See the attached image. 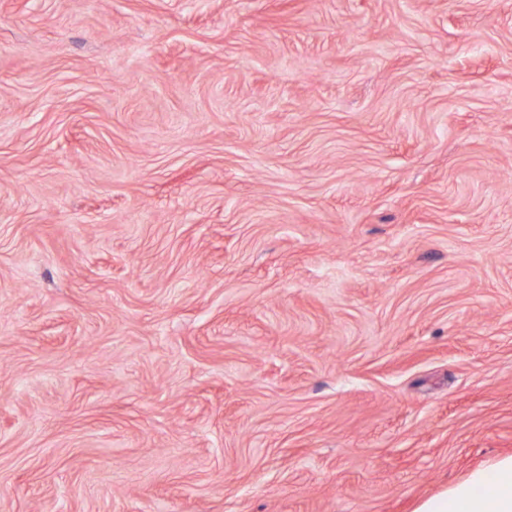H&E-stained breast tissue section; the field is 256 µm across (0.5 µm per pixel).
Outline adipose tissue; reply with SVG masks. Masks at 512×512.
Returning <instances> with one entry per match:
<instances>
[{
	"mask_svg": "<svg viewBox=\"0 0 512 512\" xmlns=\"http://www.w3.org/2000/svg\"><path fill=\"white\" fill-rule=\"evenodd\" d=\"M416 512H512V456L472 471L447 492L423 500Z\"/></svg>",
	"mask_w": 512,
	"mask_h": 512,
	"instance_id": "1",
	"label": "adipose tissue"
}]
</instances>
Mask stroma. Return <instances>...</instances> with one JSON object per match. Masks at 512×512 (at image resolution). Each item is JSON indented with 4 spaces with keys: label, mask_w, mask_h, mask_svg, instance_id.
Returning <instances> with one entry per match:
<instances>
[{
    "label": "stroma",
    "mask_w": 512,
    "mask_h": 512,
    "mask_svg": "<svg viewBox=\"0 0 512 512\" xmlns=\"http://www.w3.org/2000/svg\"><path fill=\"white\" fill-rule=\"evenodd\" d=\"M506 455L512 0H0V512Z\"/></svg>",
    "instance_id": "1"
}]
</instances>
